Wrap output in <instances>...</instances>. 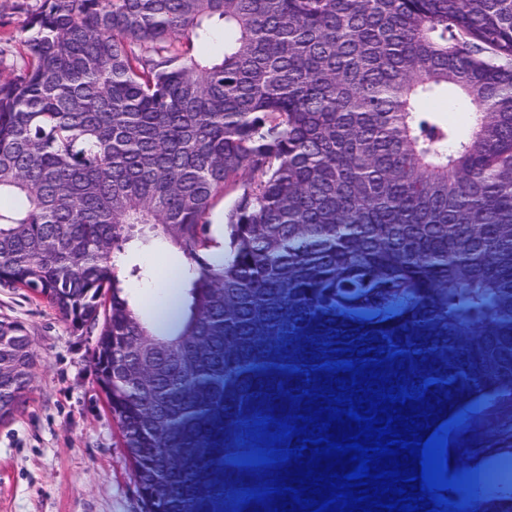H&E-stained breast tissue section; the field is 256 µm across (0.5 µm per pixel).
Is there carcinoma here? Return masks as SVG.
<instances>
[{"label":"carcinoma","instance_id":"1","mask_svg":"<svg viewBox=\"0 0 512 512\" xmlns=\"http://www.w3.org/2000/svg\"><path fill=\"white\" fill-rule=\"evenodd\" d=\"M27 31L0 76V286L100 328L147 512H293L244 500L300 461H242L302 446L266 439L351 385L326 362L426 386L428 436L512 396V0H40ZM443 95L467 131L423 108ZM164 242L187 267L161 330L117 261ZM0 328L4 424L37 359ZM453 455L452 512H512Z\"/></svg>","mask_w":512,"mask_h":512}]
</instances>
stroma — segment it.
Segmentation results:
<instances>
[{
  "label": "stroma",
  "mask_w": 512,
  "mask_h": 512,
  "mask_svg": "<svg viewBox=\"0 0 512 512\" xmlns=\"http://www.w3.org/2000/svg\"><path fill=\"white\" fill-rule=\"evenodd\" d=\"M40 0H0V73L23 53ZM21 323L37 367L14 420L0 424V512H146L118 424L91 363L96 336L78 333L21 289L0 286V319ZM450 447L481 449V488L512 484V398L475 407Z\"/></svg>",
  "instance_id": "stroma-1"
}]
</instances>
